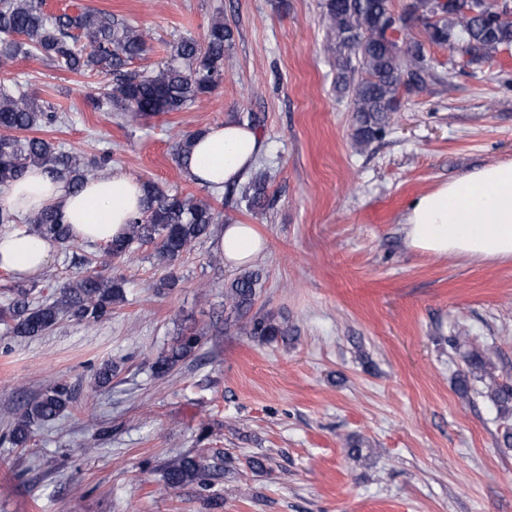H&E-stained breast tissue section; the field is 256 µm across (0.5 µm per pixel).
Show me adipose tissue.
<instances>
[{
    "label": "adipose tissue",
    "mask_w": 512,
    "mask_h": 512,
    "mask_svg": "<svg viewBox=\"0 0 512 512\" xmlns=\"http://www.w3.org/2000/svg\"><path fill=\"white\" fill-rule=\"evenodd\" d=\"M262 150L257 131L233 121L210 127L195 142L189 175L199 184L240 182ZM140 182L101 172L78 192L33 168L0 191V210L16 214L47 206L60 209L75 240L108 244L122 237L142 208ZM408 249L438 257L512 263V160L492 163L418 195L402 217ZM217 247L229 266L252 262L266 247L250 224H228ZM53 254L51 242L17 229L0 234V269L21 278L38 276Z\"/></svg>",
    "instance_id": "obj_1"
}]
</instances>
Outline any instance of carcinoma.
I'll return each instance as SVG.
<instances>
[{
    "instance_id": "obj_1",
    "label": "carcinoma",
    "mask_w": 512,
    "mask_h": 512,
    "mask_svg": "<svg viewBox=\"0 0 512 512\" xmlns=\"http://www.w3.org/2000/svg\"><path fill=\"white\" fill-rule=\"evenodd\" d=\"M323 11L334 50L338 53L337 87L352 95L355 139L367 144L382 135L398 111L407 90L405 76L417 77L419 87L438 82L428 69L423 43L409 29L403 36L386 32L393 14L392 0H324ZM411 17L429 20V43L450 48L463 44L484 61L502 49L512 48V11L494 10L486 0H413ZM233 31L217 13L209 24L206 45L180 39L170 46L168 60L148 73L128 71L146 52V34L138 26L88 7L70 13H50L45 0H0V64L20 55L38 56L76 73L106 74L112 84L102 97L92 100L95 110L113 112L126 125H136L158 114L180 112L212 91L224 79V49ZM63 120L58 111L44 107L34 93L20 84L0 87V187L22 178L31 167L65 180L77 191L107 166L102 153L86 159L28 132ZM197 133L187 132L175 145L174 156L181 168L192 152ZM144 206L128 224L122 238L104 249L117 258L132 251L134 244H156L157 260L166 264L190 252L213 224L223 221L221 212L209 203L167 194L151 182L143 183ZM264 182L256 180L244 188L248 209H260ZM16 215L0 212L1 224L18 223ZM22 222L39 235L62 246L73 243L69 225L52 208L38 210ZM261 288V275L246 270L225 286L224 310L237 323L244 320ZM31 289L18 282L6 289L7 303L0 306V323L6 334L20 338L41 336L66 318L89 325L112 317V306L124 301V288L117 279L91 272L64 286L59 295L34 306ZM243 331L260 341L285 336L288 329L271 318L245 320ZM200 335L183 333L175 345L153 363L159 376L168 374L195 351ZM456 349L467 348L466 370L455 379L465 397L471 382L484 386V397L507 418L512 416V385L499 381L497 366L484 350L470 344L459 332L448 337ZM71 391L64 383L46 388L23 414L9 422V441L16 447L31 439L32 427L58 419L70 406ZM224 476V463L204 456L178 454L163 470L164 487L170 490L196 483L207 488Z\"/></svg>"
}]
</instances>
